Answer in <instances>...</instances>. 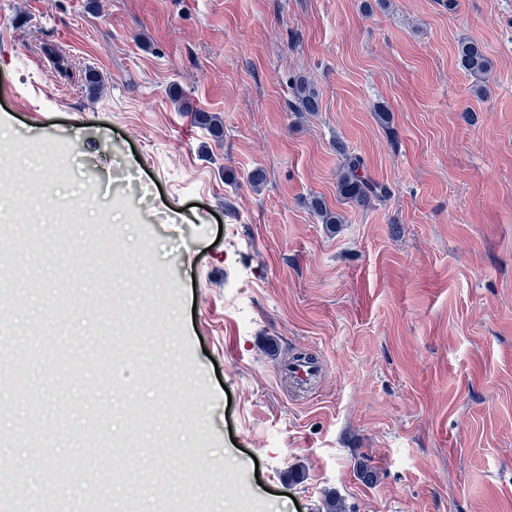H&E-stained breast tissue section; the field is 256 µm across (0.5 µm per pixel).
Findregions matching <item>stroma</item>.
Returning <instances> with one entry per match:
<instances>
[{"label":"stroma","mask_w":512,"mask_h":512,"mask_svg":"<svg viewBox=\"0 0 512 512\" xmlns=\"http://www.w3.org/2000/svg\"><path fill=\"white\" fill-rule=\"evenodd\" d=\"M300 76L320 111L289 110ZM340 143L385 200L339 197ZM0 187L47 273L0 271V344L48 340L0 386V474L32 496L512 512V0H0ZM459 63L464 70L478 77L487 74L490 69V62L479 46L469 41L459 46Z\"/></svg>","instance_id":"obj_1"}]
</instances>
